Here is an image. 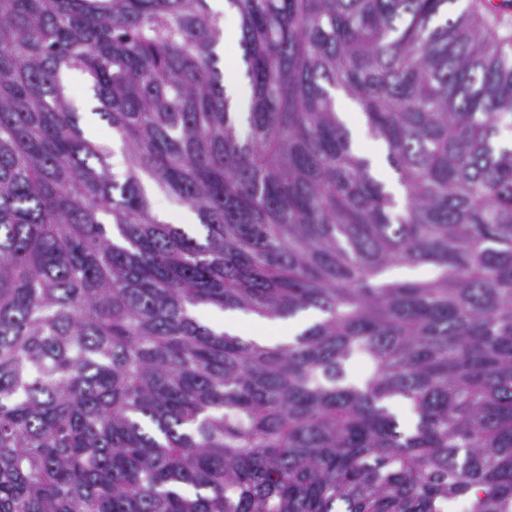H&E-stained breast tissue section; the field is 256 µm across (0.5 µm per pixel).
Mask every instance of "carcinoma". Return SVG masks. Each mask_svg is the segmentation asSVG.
<instances>
[{
	"label": "carcinoma",
	"instance_id": "cac0c4a2",
	"mask_svg": "<svg viewBox=\"0 0 512 512\" xmlns=\"http://www.w3.org/2000/svg\"><path fill=\"white\" fill-rule=\"evenodd\" d=\"M228 2L244 136L207 0H0V512H512V38L456 0ZM200 305L323 318L261 347ZM64 77H65V83L68 86V95L72 101L75 112H78V114L80 116V122H81V119H82L81 101H82V99H84L86 97H91L97 103H98V101L94 98L93 91L90 88V85L87 82L86 77L82 72L72 71V72L65 74ZM98 106H99V103H98ZM336 98H341L344 102L345 112H338L343 121H346V115L350 114L346 112L355 113V125L360 124V130L357 138L363 142L364 148L368 151L369 157L373 163L374 170L385 182L395 176L397 177V175L389 168L386 162L384 146L370 137L366 127L365 118L359 105L351 98L345 96L339 90H336ZM148 195V194H147ZM149 196V195H148ZM150 197V196H149ZM153 210L155 211L159 204L166 207V209L169 212L170 216V223L171 224H178L177 223V217L182 212L183 209H185L182 213V224L185 226H191L194 224H198V218L190 208L187 206L181 204L174 198H172L170 195H168L165 191L161 190L159 187L154 186V195L150 197Z\"/></svg>",
	"mask_w": 512,
	"mask_h": 512
}]
</instances>
